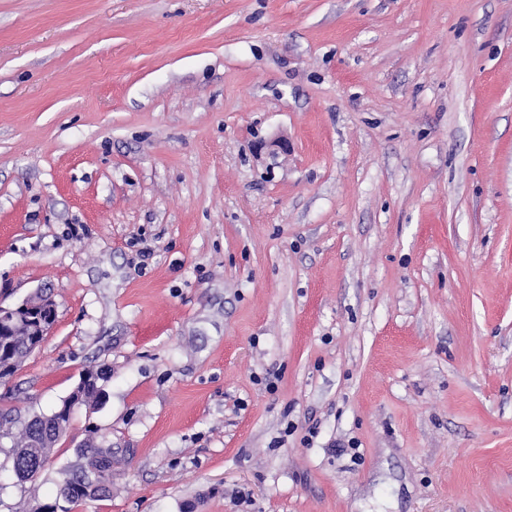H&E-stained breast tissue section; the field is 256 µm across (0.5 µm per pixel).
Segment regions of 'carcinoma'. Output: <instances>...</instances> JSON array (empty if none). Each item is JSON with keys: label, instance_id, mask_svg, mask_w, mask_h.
I'll return each mask as SVG.
<instances>
[{"label": "carcinoma", "instance_id": "1", "mask_svg": "<svg viewBox=\"0 0 512 512\" xmlns=\"http://www.w3.org/2000/svg\"><path fill=\"white\" fill-rule=\"evenodd\" d=\"M30 344L32 341L28 336L0 335V347L10 351L13 356L28 357L33 352ZM41 425L43 422L38 418L29 422L0 413V437L18 431L17 443L20 447L11 449L10 454L12 466L24 472L25 481H33L40 475V471L31 468V459L41 457L48 462L54 454L55 439L44 436L39 429ZM82 456L87 464L60 471L58 494L72 506H78L89 498L88 481L91 477L102 485V497L112 495V449L87 445Z\"/></svg>", "mask_w": 512, "mask_h": 512}]
</instances>
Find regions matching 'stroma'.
<instances>
[{"label":"stroma","instance_id":"35a3bbf8","mask_svg":"<svg viewBox=\"0 0 512 512\" xmlns=\"http://www.w3.org/2000/svg\"><path fill=\"white\" fill-rule=\"evenodd\" d=\"M0 384L73 512H512V0H0ZM55 318V302L47 292H37L19 304L0 303V348L3 346L4 350H10L11 356L27 358L35 350L30 347V336H35L36 346H40ZM24 325L29 328L30 336L10 335L16 327ZM86 372L82 373L76 387L70 395L63 400L60 409L55 410L51 416L34 415L33 417L36 416L37 418L29 422L30 419L12 418L9 413H0V438H2L3 435L12 433L13 429H17L19 436L16 443L18 445L33 447L25 448L19 446L17 448H11L10 450L12 467H16L24 472V481L35 480L43 471L31 468V458L41 457L48 464L54 454L55 447H53L52 443H54L56 439L45 437L42 434L39 426L43 425V422L40 421L38 417L48 416L47 418L52 419V437L63 435L68 427L73 408L76 405H81L80 390L87 378L88 374ZM82 456L86 458V464L62 469L58 481L59 497L64 496L67 504L73 507L90 498L87 486L90 477L97 479L102 485L103 493L98 498H107L112 495L111 448L87 445L82 451ZM88 465H93L96 470H89Z\"/></svg>","mask_w":512,"mask_h":512}]
</instances>
